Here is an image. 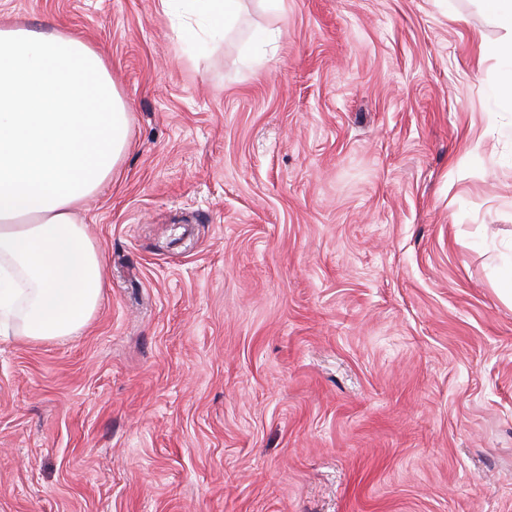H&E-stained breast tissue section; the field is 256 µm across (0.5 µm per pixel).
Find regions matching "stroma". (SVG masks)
Masks as SVG:
<instances>
[{"instance_id":"35a3bbf8","label":"stroma","mask_w":512,"mask_h":512,"mask_svg":"<svg viewBox=\"0 0 512 512\" xmlns=\"http://www.w3.org/2000/svg\"><path fill=\"white\" fill-rule=\"evenodd\" d=\"M0 0L106 56L104 300L0 339V512H512V62L481 0ZM279 31L252 59L255 28ZM244 0H160L167 15L190 13L211 28L224 30L238 23L244 14Z\"/></svg>"}]
</instances>
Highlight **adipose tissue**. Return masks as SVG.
Returning a JSON list of instances; mask_svg holds the SVG:
<instances>
[{
  "label": "adipose tissue",
  "mask_w": 512,
  "mask_h": 512,
  "mask_svg": "<svg viewBox=\"0 0 512 512\" xmlns=\"http://www.w3.org/2000/svg\"><path fill=\"white\" fill-rule=\"evenodd\" d=\"M229 27L244 0H160ZM105 57L58 30L0 23V336L79 333L103 300V256L78 217L130 138Z\"/></svg>",
  "instance_id": "adipose-tissue-1"
}]
</instances>
